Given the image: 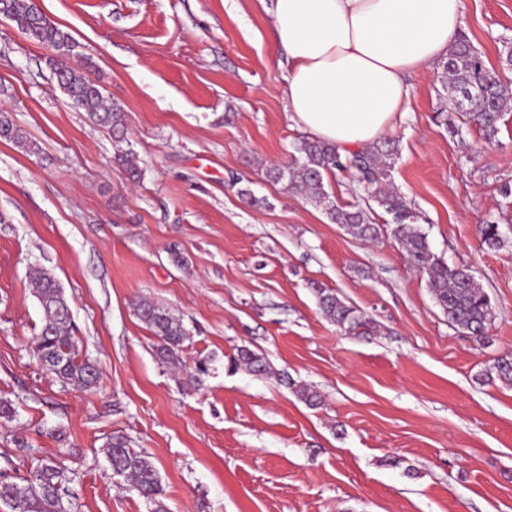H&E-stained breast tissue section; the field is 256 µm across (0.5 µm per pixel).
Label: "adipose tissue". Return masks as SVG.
Wrapping results in <instances>:
<instances>
[{"instance_id": "ef3b65f1", "label": "adipose tissue", "mask_w": 512, "mask_h": 512, "mask_svg": "<svg viewBox=\"0 0 512 512\" xmlns=\"http://www.w3.org/2000/svg\"><path fill=\"white\" fill-rule=\"evenodd\" d=\"M271 17L292 120L344 154L407 112L405 77L447 54L463 0H273Z\"/></svg>"}]
</instances>
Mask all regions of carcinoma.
I'll use <instances>...</instances> for the list:
<instances>
[{
	"instance_id": "1",
	"label": "carcinoma",
	"mask_w": 512,
	"mask_h": 512,
	"mask_svg": "<svg viewBox=\"0 0 512 512\" xmlns=\"http://www.w3.org/2000/svg\"><path fill=\"white\" fill-rule=\"evenodd\" d=\"M5 18L30 39L65 55L71 51L72 37L53 24L35 0H0ZM59 87L73 104L87 112L91 122L108 127L117 141L124 139L126 112L117 103H107L102 87L80 68L61 65ZM442 85L461 112L464 123L475 126L490 143L499 132L498 123L512 112V91L497 70L486 66L482 56L466 37H459L450 47L442 64ZM0 140L14 143L29 153L39 146L6 113L0 114ZM394 147L377 144L364 147L343 158L335 145L304 139L295 145L289 163L271 166L266 177L283 184L284 190L322 208L329 221L339 224L356 238L374 240L388 231L399 242L406 259L418 271L427 274L436 304L448 317V323L478 338L484 336L493 318L490 298L470 270L450 267L432 253L428 236L417 224L415 212L404 197L390 188L391 164L387 159ZM351 169L367 194L364 205L340 206L325 189V177L336 170ZM391 215L389 224L372 222L371 203ZM31 293L43 311V325L36 337L34 354L39 364L65 385L91 390L98 385V374L88 359L79 357L71 321V309L59 281L47 271L35 273L29 280ZM322 314L346 335L372 336L375 323L363 312L346 304L338 295L324 288L316 289ZM138 316L158 338L155 355L166 364H183V344L187 333L182 321L168 309L142 302ZM231 366H243L256 375L271 373L264 354L241 347ZM493 370L498 379L512 384V356L497 359ZM106 457L115 475L129 483V489L155 506L154 512H166L159 496L162 484L152 462L129 447L122 434L112 435L106 443ZM67 469L55 458H45L28 476L15 481L0 474V502L12 512H65L63 498Z\"/></svg>"
}]
</instances>
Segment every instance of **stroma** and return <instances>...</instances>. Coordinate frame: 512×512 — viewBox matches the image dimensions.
Here are the masks:
<instances>
[{
  "mask_svg": "<svg viewBox=\"0 0 512 512\" xmlns=\"http://www.w3.org/2000/svg\"><path fill=\"white\" fill-rule=\"evenodd\" d=\"M39 6L73 38L61 63L124 108L127 134L92 124L58 87L53 50L0 18V108L40 148L0 141V399L15 408L0 418V473L52 456L68 470V512H153L109 466L104 444L120 433L157 468L168 512H512V385L486 377L512 354V113L485 143L436 63L409 77L410 109L387 132L391 183L432 252L469 267L491 299L479 339L449 324L394 237L355 238L266 178L307 137L287 109L270 0ZM461 31L512 82V0H463ZM485 224L499 226L498 248ZM39 270L65 290L98 389L62 384L33 355ZM319 288L377 335L343 334ZM143 301L182 320L183 365L156 359ZM243 346L271 374L229 368ZM204 357L209 373L187 389Z\"/></svg>",
  "mask_w": 512,
  "mask_h": 512,
  "instance_id": "35a3bbf8",
  "label": "stroma"
}]
</instances>
